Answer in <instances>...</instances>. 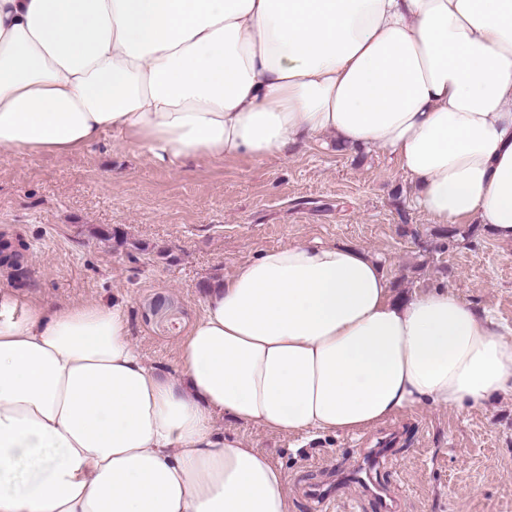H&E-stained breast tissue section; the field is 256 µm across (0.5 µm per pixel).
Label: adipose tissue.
Segmentation results:
<instances>
[{
  "label": "adipose tissue",
  "mask_w": 512,
  "mask_h": 512,
  "mask_svg": "<svg viewBox=\"0 0 512 512\" xmlns=\"http://www.w3.org/2000/svg\"><path fill=\"white\" fill-rule=\"evenodd\" d=\"M106 134L180 166L373 146L434 223L512 242V0H0V156ZM202 306L171 372L124 306L0 281V512H293L216 417L351 435L512 393V335L353 245L261 251Z\"/></svg>",
  "instance_id": "ef3b65f1"
}]
</instances>
